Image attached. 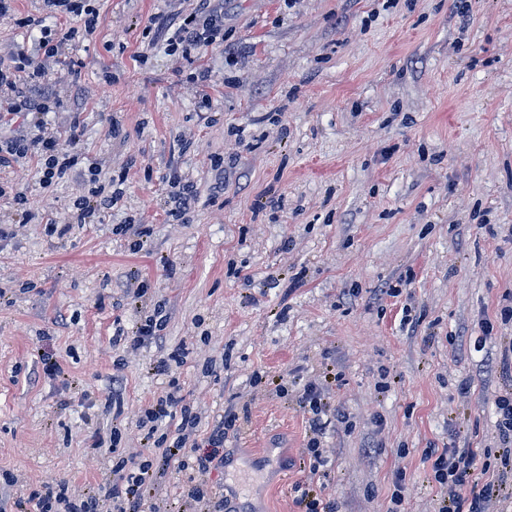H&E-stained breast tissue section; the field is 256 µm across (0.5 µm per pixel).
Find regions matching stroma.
Returning <instances> with one entry per match:
<instances>
[{"instance_id":"35a3bbf8","label":"stroma","mask_w":512,"mask_h":512,"mask_svg":"<svg viewBox=\"0 0 512 512\" xmlns=\"http://www.w3.org/2000/svg\"><path fill=\"white\" fill-rule=\"evenodd\" d=\"M469 4L464 20L455 0H223V46L189 60L147 23L196 0H98L95 36L49 70L60 106L43 131L78 127L123 198L70 224L85 178L42 188L32 160L5 178L35 219L0 198L13 226L0 242V473L23 512H39L29 495L46 485L75 498L106 486L113 458L93 442L112 427L123 457L146 455L139 422L174 385L201 418L190 445L217 415L239 420L222 468L171 467L172 512L190 480L255 512H297L300 486L336 512H390L397 488L401 512H438L431 448L478 449L497 479L495 401L512 391V0ZM15 8L0 19L7 62L72 24L40 0ZM70 59L84 63L74 78ZM174 171L198 192L182 222L166 214ZM129 222L148 230L136 252L116 231ZM160 303L162 341H113ZM180 352L184 366L154 371ZM307 385L334 417L316 473L301 463Z\"/></svg>"}]
</instances>
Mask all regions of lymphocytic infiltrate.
<instances>
[{"mask_svg":"<svg viewBox=\"0 0 512 512\" xmlns=\"http://www.w3.org/2000/svg\"><path fill=\"white\" fill-rule=\"evenodd\" d=\"M52 15L75 19L74 27L59 37L44 36L31 52L18 60L0 61V171L11 169L20 160L36 158L40 183L51 186L77 166L81 155L76 145H63L53 136L39 135L44 118L58 100L47 82L45 63L57 58L64 42L92 39L97 30L99 12L95 0H43ZM157 33L166 34L170 46L182 48L184 55L224 42V16L218 13L213 0H197L194 12L158 24ZM302 400L308 409L311 437L301 451L312 471H319L328 462L323 437L331 421L317 388L304 387ZM176 420L172 431H162L164 420ZM239 419L232 411L215 421L203 452L188 448L190 432L200 424L182 397L169 392L149 405L141 426L151 446L141 460L121 458L113 464L105 492L88 495L81 500L70 499L64 488L45 486L34 492L40 512H159L156 496L159 481L177 463L180 469L209 471L224 465V439ZM479 453L474 448L430 449L432 482L444 488L438 512H485L491 499L508 496L512 487L481 479Z\"/></svg>","mask_w":512,"mask_h":512,"instance_id":"lymphocytic-infiltrate-1","label":"lymphocytic infiltrate"}]
</instances>
